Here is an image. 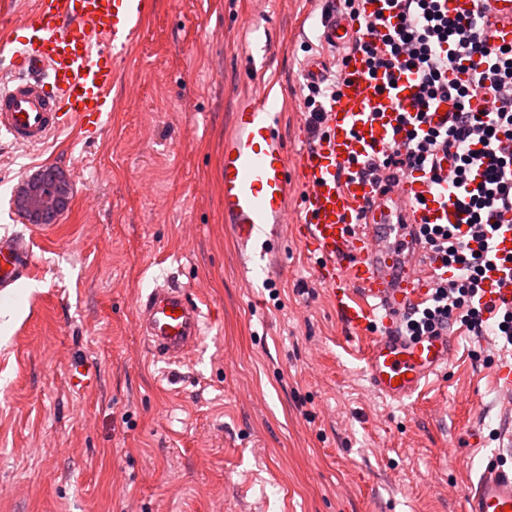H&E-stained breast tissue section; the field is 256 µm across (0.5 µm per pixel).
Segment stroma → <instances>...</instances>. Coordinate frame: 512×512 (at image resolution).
<instances>
[{"label": "stroma", "instance_id": "1", "mask_svg": "<svg viewBox=\"0 0 512 512\" xmlns=\"http://www.w3.org/2000/svg\"><path fill=\"white\" fill-rule=\"evenodd\" d=\"M333 0H156L116 66L102 136L39 147L0 136V237L28 279L0 296V512H461L512 430L494 384L512 353L453 326L455 355L401 403L374 395L295 234L263 261L224 232V134L238 98L277 84L299 148L303 63H335ZM63 171L70 200L32 224L26 178ZM203 301L202 347L154 363L138 296L166 279ZM83 360L94 387L73 391ZM97 376L83 360L74 361L69 369V384L77 390H84L94 385Z\"/></svg>", "mask_w": 512, "mask_h": 512}]
</instances>
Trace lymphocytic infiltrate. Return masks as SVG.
<instances>
[{"mask_svg":"<svg viewBox=\"0 0 512 512\" xmlns=\"http://www.w3.org/2000/svg\"><path fill=\"white\" fill-rule=\"evenodd\" d=\"M395 2L399 12L392 35L380 44L355 39L350 50L364 57L370 72L415 75L420 109L404 141L390 154L368 160L367 170L373 175L419 173L466 193L456 201L463 223L420 227L441 277L420 309L402 315L400 329L409 336H436L458 323L512 346V306L490 317L481 303L492 285L483 250L487 234L504 213H512V149H503L512 146V49L495 45L490 33L450 15L448 0ZM476 98L485 103L478 112L469 108ZM436 99L458 104L448 122L438 125L427 113ZM441 151L451 159L445 173L436 163Z\"/></svg>","mask_w":512,"mask_h":512,"instance_id":"1","label":"lymphocytic infiltrate"}]
</instances>
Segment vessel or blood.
Segmentation results:
<instances>
[{"label": "vessel or blood", "mask_w": 512, "mask_h": 512, "mask_svg": "<svg viewBox=\"0 0 512 512\" xmlns=\"http://www.w3.org/2000/svg\"><path fill=\"white\" fill-rule=\"evenodd\" d=\"M460 12L512 43V0H448ZM155 0H36L18 39L0 31V60L14 76L0 86V134L26 146L44 144L72 128L92 137L110 118L104 105L112 93L116 61L143 34ZM392 13L389 0H364L358 19L333 11L323 21L324 41L377 40L379 17ZM338 95L325 114L324 136L298 149L281 136L275 93L241 96L224 134V222L238 245L274 250L288 231L292 169L301 173L297 229L317 255L318 278L344 326L368 335L365 370L374 394L397 402L411 399L447 366L451 335L412 339L397 323L435 288L436 262L426 256L416 232L423 223L458 224L463 215L447 184L397 177L390 188L361 173L360 159L389 153L402 133L400 111L416 109L414 78L395 84L370 77L361 55L336 75ZM425 206H417L418 198ZM32 257L19 236L0 238V291L27 278ZM139 334L154 361L179 364L203 340L204 314L186 288L157 285L136 305ZM97 376L74 361L69 383L77 390ZM464 512H512V466L490 454L465 501Z\"/></svg>", "instance_id": "vessel-or-blood-1"}]
</instances>
